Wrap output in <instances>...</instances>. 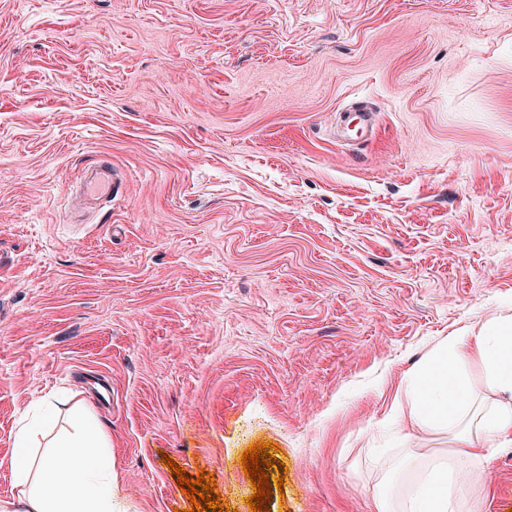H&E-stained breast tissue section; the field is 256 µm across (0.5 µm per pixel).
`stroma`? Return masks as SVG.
Masks as SVG:
<instances>
[{"mask_svg": "<svg viewBox=\"0 0 512 512\" xmlns=\"http://www.w3.org/2000/svg\"><path fill=\"white\" fill-rule=\"evenodd\" d=\"M102 160L122 191L74 217ZM0 253V500L66 390L127 512H189L172 461L252 512L266 441L270 512H374L378 449L448 450L388 419L408 374L512 311V0H0Z\"/></svg>", "mask_w": 512, "mask_h": 512, "instance_id": "stroma-1", "label": "stroma"}]
</instances>
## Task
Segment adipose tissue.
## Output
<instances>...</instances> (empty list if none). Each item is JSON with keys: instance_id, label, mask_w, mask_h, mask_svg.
I'll return each mask as SVG.
<instances>
[{"instance_id": "adipose-tissue-1", "label": "adipose tissue", "mask_w": 512, "mask_h": 512, "mask_svg": "<svg viewBox=\"0 0 512 512\" xmlns=\"http://www.w3.org/2000/svg\"><path fill=\"white\" fill-rule=\"evenodd\" d=\"M468 364L483 369L488 396L468 390L460 373ZM64 405L69 430L35 452L48 415ZM392 413L447 433L466 453L461 460L401 454V482L377 496L375 512H483V499L469 491L466 478L484 466L488 447L512 445V314L445 337ZM111 446L108 430L81 402L54 391L44 394L16 431L9 466L17 493L0 501V512H118Z\"/></svg>"}]
</instances>
